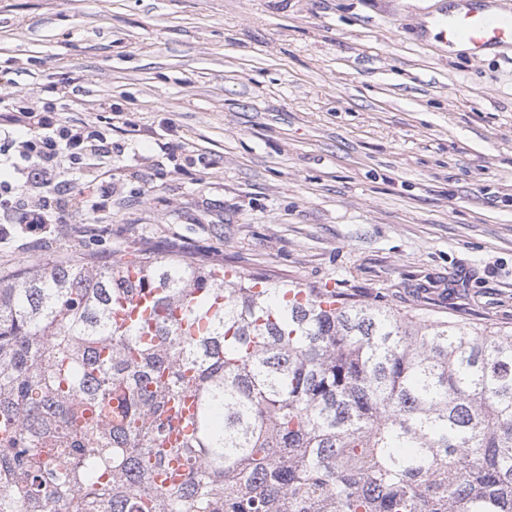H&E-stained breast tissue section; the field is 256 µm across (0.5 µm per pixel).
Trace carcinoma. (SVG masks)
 I'll list each match as a JSON object with an SVG mask.
<instances>
[{
    "label": "carcinoma",
    "instance_id": "cac0c4a2",
    "mask_svg": "<svg viewBox=\"0 0 512 512\" xmlns=\"http://www.w3.org/2000/svg\"><path fill=\"white\" fill-rule=\"evenodd\" d=\"M227 272L0 275V512H512V328Z\"/></svg>",
    "mask_w": 512,
    "mask_h": 512
}]
</instances>
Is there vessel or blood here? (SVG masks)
<instances>
[{
	"label": "vessel or blood",
	"instance_id": "1",
	"mask_svg": "<svg viewBox=\"0 0 512 512\" xmlns=\"http://www.w3.org/2000/svg\"><path fill=\"white\" fill-rule=\"evenodd\" d=\"M428 26L442 52L465 51L475 57L512 47V4L504 0H453L432 16Z\"/></svg>",
	"mask_w": 512,
	"mask_h": 512
}]
</instances>
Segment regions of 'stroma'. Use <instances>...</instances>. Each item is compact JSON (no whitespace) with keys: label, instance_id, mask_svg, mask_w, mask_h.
Listing matches in <instances>:
<instances>
[{"label":"stroma","instance_id":"stroma-1","mask_svg":"<svg viewBox=\"0 0 512 512\" xmlns=\"http://www.w3.org/2000/svg\"><path fill=\"white\" fill-rule=\"evenodd\" d=\"M449 0H0V88L113 105L112 221L0 242L220 261L512 328V50L440 51Z\"/></svg>","mask_w":512,"mask_h":512}]
</instances>
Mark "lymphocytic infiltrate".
Here are the masks:
<instances>
[{
	"mask_svg": "<svg viewBox=\"0 0 512 512\" xmlns=\"http://www.w3.org/2000/svg\"><path fill=\"white\" fill-rule=\"evenodd\" d=\"M67 89L51 97L18 88L0 97V240L65 224L74 211L112 218V128L62 113Z\"/></svg>",
	"mask_w": 512,
	"mask_h": 512,
	"instance_id": "lymphocytic-infiltrate-1",
	"label": "lymphocytic infiltrate"
}]
</instances>
